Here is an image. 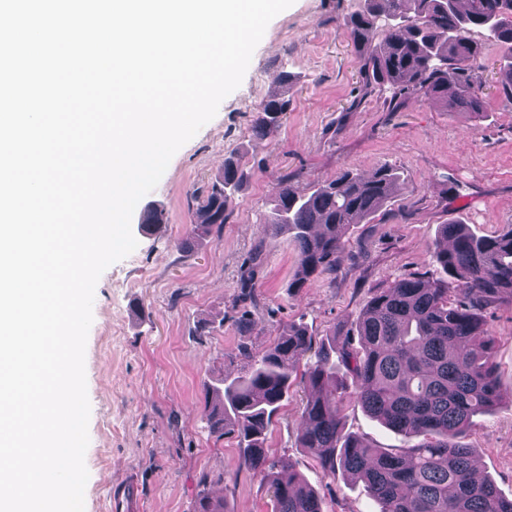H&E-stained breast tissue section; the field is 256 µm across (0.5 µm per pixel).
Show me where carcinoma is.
Listing matches in <instances>:
<instances>
[{"label":"carcinoma","instance_id":"carcinoma-1","mask_svg":"<svg viewBox=\"0 0 512 512\" xmlns=\"http://www.w3.org/2000/svg\"><path fill=\"white\" fill-rule=\"evenodd\" d=\"M345 27L367 91L386 87L393 99L425 97L447 112L479 114L483 51L492 43L504 49L499 82L512 97V0H362ZM288 107L286 91L260 102L255 131L275 135ZM244 178L238 159L224 158V173L195 208L193 234L222 227ZM398 189L386 165L370 175L346 170L309 192L281 180L257 223L295 246L299 270L289 288L336 271L349 226L370 218ZM166 221L163 209L149 207L140 224L149 231ZM433 262L437 276L396 279L370 300L356 326L360 350L336 348L334 336L318 342L304 325L288 323L267 350L238 347L241 375L205 385L208 432L236 434L237 467L269 478L275 512H323L318 491L292 466L276 465L265 448L271 417L309 354L298 445L323 475L362 484L379 512H512V500L476 476L474 449L463 441L473 418L502 400L484 317L512 305V229L478 236L460 222L441 224ZM335 353L351 373L350 387L336 384ZM347 392L372 419L416 443L399 453L345 434ZM195 512H224V500L202 491Z\"/></svg>","mask_w":512,"mask_h":512}]
</instances>
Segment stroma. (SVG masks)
<instances>
[{"mask_svg":"<svg viewBox=\"0 0 512 512\" xmlns=\"http://www.w3.org/2000/svg\"><path fill=\"white\" fill-rule=\"evenodd\" d=\"M360 7L361 0H294L273 18L240 86L175 153L155 193L137 203L139 213L163 208L168 221L148 233L132 222L137 248L110 265L95 287L85 351V512H107L108 490L126 485L144 512H194L202 490L223 498L224 512H273L268 483L237 467L236 436H209L203 383L219 373L239 375V345L265 350L286 323L358 347L355 326L373 294L395 279L432 271L439 225L457 221L484 236L512 225V97L497 83L502 49L490 44L484 51L480 117L443 111L424 98L394 103L387 92L361 90L343 27ZM284 71L292 78L290 105L269 138L254 131V109L278 90ZM232 154L248 177L222 228L180 249L192 233L191 196L207 193ZM383 165L399 176L398 192L370 220L350 226L336 271L291 290L298 267L293 245L256 222L280 180L306 191L344 170L369 174ZM254 254L260 265L246 299L240 283ZM244 307L252 314L245 332L236 322ZM218 315L223 326L199 335V322ZM486 323L503 399L475 417L466 441L480 472L512 498V308L488 310ZM307 398L304 384H296L273 415L270 457L319 488L324 512H373L362 486L322 477L314 457L298 447ZM342 415L346 433L403 451V437L353 398L344 397Z\"/></svg>","mask_w":512,"mask_h":512,"instance_id":"35a3bbf8","label":"stroma"}]
</instances>
